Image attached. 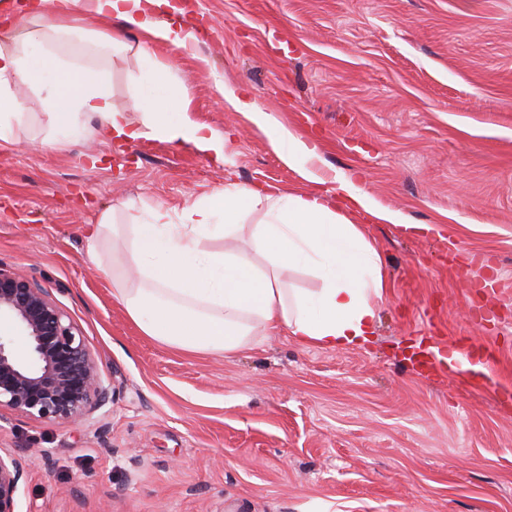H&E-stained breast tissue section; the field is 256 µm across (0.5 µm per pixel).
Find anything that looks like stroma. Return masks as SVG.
Masks as SVG:
<instances>
[{
	"label": "stroma",
	"instance_id": "obj_1",
	"mask_svg": "<svg viewBox=\"0 0 512 512\" xmlns=\"http://www.w3.org/2000/svg\"><path fill=\"white\" fill-rule=\"evenodd\" d=\"M200 41L109 57L165 72L192 121L230 132L222 159L158 138L116 143L98 117L40 147L46 93L0 144V266L49 288L114 391L80 425L0 411V449L31 460L19 512H512V0H187ZM247 91L316 142L311 167L368 195L361 213L386 289L369 342L322 348L287 332L233 356L144 336L112 296V264L88 260L84 225L128 205L171 218L225 183L307 182L224 99ZM441 342L471 370L430 372L406 351Z\"/></svg>",
	"mask_w": 512,
	"mask_h": 512
}]
</instances>
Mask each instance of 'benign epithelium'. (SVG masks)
<instances>
[{
  "instance_id": "7a95c632",
  "label": "benign epithelium",
  "mask_w": 512,
  "mask_h": 512,
  "mask_svg": "<svg viewBox=\"0 0 512 512\" xmlns=\"http://www.w3.org/2000/svg\"><path fill=\"white\" fill-rule=\"evenodd\" d=\"M0 321L28 338L19 352L0 333V409L30 419L76 424L112 402L113 391L80 329L52 292L0 266ZM26 460L0 454V512H18Z\"/></svg>"
}]
</instances>
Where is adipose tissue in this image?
<instances>
[{
  "mask_svg": "<svg viewBox=\"0 0 512 512\" xmlns=\"http://www.w3.org/2000/svg\"><path fill=\"white\" fill-rule=\"evenodd\" d=\"M177 10L172 0H8L0 6V32L19 29L23 36L0 44V141H13L14 126L25 115L14 84L44 79L49 88L40 140L44 147H63L79 130L82 115L93 112L102 138L137 140L148 129L167 142L222 156L224 140L188 118L184 98L166 92L165 73L131 74L133 83L148 82L165 93L157 98L137 95L119 107L107 93L106 72L61 71L53 54L32 56L33 47L70 36L74 22L85 14L103 21L118 19L144 37L132 47L102 33L98 47L131 50L141 58L152 40L178 49L193 34L169 22ZM224 97L268 134L289 167L316 182L309 167L316 147L261 111L245 91L228 86ZM171 109L182 112L180 121H167ZM356 211L371 214L375 207L344 181L332 192L295 194L228 183L185 208L175 223L159 207L147 208L130 224L116 223L112 211H102L97 223L85 227L86 251L90 259H99L106 240L121 238L123 270L112 275V295L146 336L169 347L230 356L253 337L279 330L304 344L355 346L370 335L376 302L385 288L378 250L367 241L362 226L349 218ZM255 212L263 219L250 232L247 218ZM216 237L229 240V247L206 249L205 240ZM259 253L268 257L269 269L255 263ZM298 266L321 280L318 292L292 296L283 288L281 273Z\"/></svg>",
  "mask_w": 512,
  "mask_h": 512,
  "instance_id": "adipose-tissue-1",
  "label": "adipose tissue"
}]
</instances>
